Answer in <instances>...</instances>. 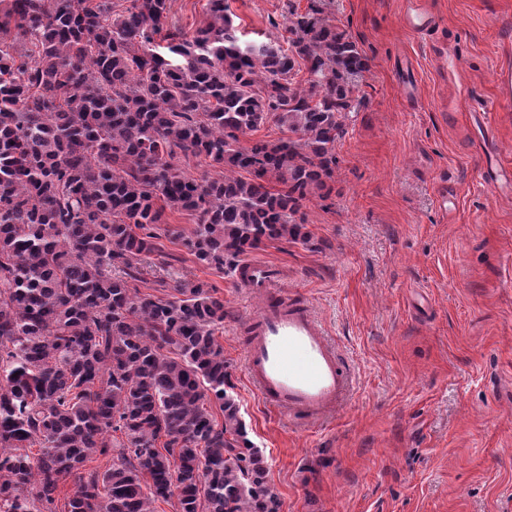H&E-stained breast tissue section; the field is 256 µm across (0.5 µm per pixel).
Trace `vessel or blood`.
Returning a JSON list of instances; mask_svg holds the SVG:
<instances>
[{"label": "vessel or blood", "instance_id": "vessel-or-blood-1", "mask_svg": "<svg viewBox=\"0 0 512 512\" xmlns=\"http://www.w3.org/2000/svg\"><path fill=\"white\" fill-rule=\"evenodd\" d=\"M281 265L244 260L236 282L259 301L246 319L247 379L270 412L311 429L348 404L354 379L312 306L280 289Z\"/></svg>", "mask_w": 512, "mask_h": 512}]
</instances>
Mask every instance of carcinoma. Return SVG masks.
Listing matches in <instances>:
<instances>
[{
	"label": "carcinoma",
	"instance_id": "cac0c4a2",
	"mask_svg": "<svg viewBox=\"0 0 512 512\" xmlns=\"http://www.w3.org/2000/svg\"><path fill=\"white\" fill-rule=\"evenodd\" d=\"M129 2L0 0V512H57L63 479L65 512H279L224 371V299L139 264L167 208L197 213L174 240L218 271L306 241L367 58L317 0L285 47L240 39L224 0L191 36L169 0ZM268 120L291 136L239 145ZM177 149L224 177H185ZM97 453L112 467L87 469Z\"/></svg>",
	"mask_w": 512,
	"mask_h": 512
}]
</instances>
